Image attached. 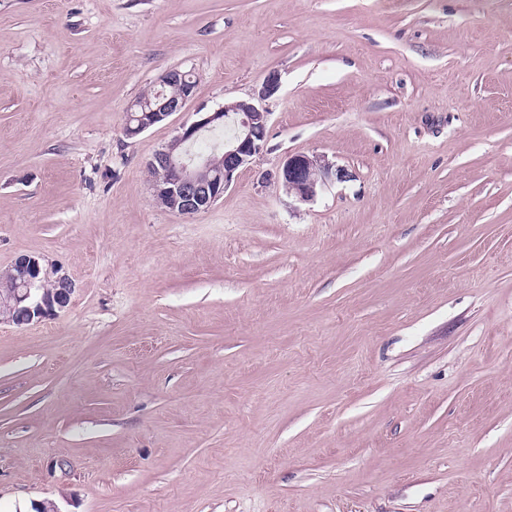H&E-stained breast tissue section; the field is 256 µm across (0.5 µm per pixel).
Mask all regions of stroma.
<instances>
[{
    "label": "stroma",
    "instance_id": "1",
    "mask_svg": "<svg viewBox=\"0 0 512 512\" xmlns=\"http://www.w3.org/2000/svg\"><path fill=\"white\" fill-rule=\"evenodd\" d=\"M194 95L140 135L170 69ZM208 210L146 164L257 99ZM344 172L310 201L288 156ZM0 512H512V0H0ZM43 260L21 256L14 261L11 272L2 273L10 282L7 288L0 285V323H40L70 305L75 291L72 280L60 267L44 264Z\"/></svg>",
    "mask_w": 512,
    "mask_h": 512
}]
</instances>
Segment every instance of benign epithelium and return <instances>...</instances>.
<instances>
[{"label":"benign epithelium","instance_id":"obj_1","mask_svg":"<svg viewBox=\"0 0 512 512\" xmlns=\"http://www.w3.org/2000/svg\"><path fill=\"white\" fill-rule=\"evenodd\" d=\"M162 91L154 98L130 107L125 135L134 137L180 112L192 98L195 84L188 74L171 69L160 80ZM175 87L179 94L169 96L163 89ZM234 116L238 129L224 145L220 159L191 153L192 145L205 133L224 128ZM267 112L253 101H236L184 125L148 161L163 171L165 178L150 185L154 202L180 215H194L210 208L231 184L235 173L260 154L267 140ZM342 177L339 170L316 156H289L278 172V180L295 187L301 201H311L327 179ZM75 288L61 268L43 263L39 256H21L11 268L8 287L0 289V323L30 325L54 317L67 308Z\"/></svg>","mask_w":512,"mask_h":512}]
</instances>
